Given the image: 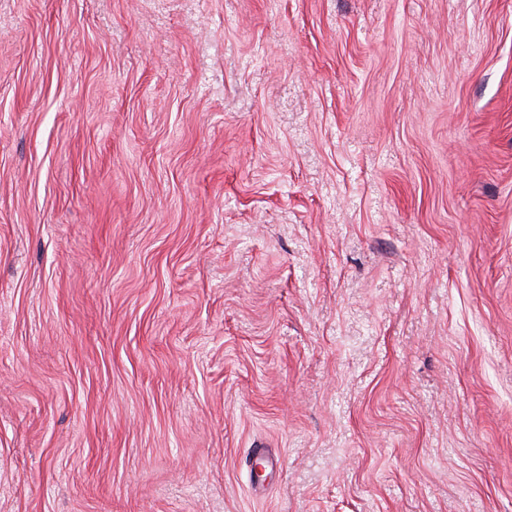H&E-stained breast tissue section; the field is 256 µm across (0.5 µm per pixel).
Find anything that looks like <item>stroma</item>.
Segmentation results:
<instances>
[{"mask_svg": "<svg viewBox=\"0 0 512 512\" xmlns=\"http://www.w3.org/2000/svg\"><path fill=\"white\" fill-rule=\"evenodd\" d=\"M0 512H512V0H0Z\"/></svg>", "mask_w": 512, "mask_h": 512, "instance_id": "35a3bbf8", "label": "stroma"}]
</instances>
